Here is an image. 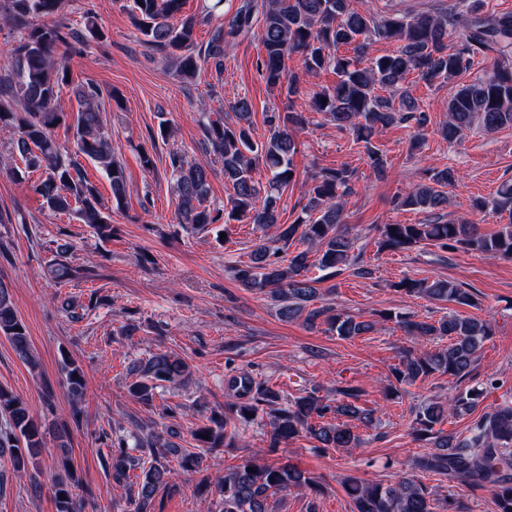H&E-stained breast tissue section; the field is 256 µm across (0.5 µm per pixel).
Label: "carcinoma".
<instances>
[{"label": "carcinoma", "instance_id": "obj_1", "mask_svg": "<svg viewBox=\"0 0 512 512\" xmlns=\"http://www.w3.org/2000/svg\"><path fill=\"white\" fill-rule=\"evenodd\" d=\"M3 19L19 30L9 55L11 72L0 76V129L14 136V149L27 172L40 173L34 191L47 207L58 214L75 213L101 239L112 237V209H121L126 198V177L121 164L112 156L109 131L103 118V97L99 87L83 85L74 91L77 102L73 114L74 156L63 155L52 130L65 115L58 98L68 85L66 65L58 60V49L82 38L101 39L103 32L93 17H86L84 34L56 20L63 0H3ZM183 0H132L129 13L141 40L155 50L178 76L188 82L197 77L201 65L224 73L226 44L259 31L263 54L256 69L265 84L286 90L290 98L299 93L309 76L331 69L338 76L332 86L313 93L310 108L341 129L350 130L362 144L368 165L377 177L385 175V160L373 141L378 130L394 123H409L417 129L426 126L428 117L410 96L405 81L411 74L429 87L440 88L473 65L487 52L497 54L492 72L459 87L448 100V119L437 133L452 144L474 127L496 132L512 127V12L487 13L483 0H458L446 13H421L402 18H374L354 10L351 0H239L228 27L216 28L202 48H197L195 29L198 20L186 17L175 23ZM459 30V45L448 50V27ZM398 42L394 53L368 57L372 38ZM350 47L353 55L338 50ZM299 56L300 70L292 68ZM380 90L390 91L383 97ZM232 125L217 119L204 126V140L223 165L224 182L232 194L222 208L206 205L212 171L188 162L178 151L169 154V169L177 199V220L194 230L209 224H264L274 228V241L300 247L284 257L280 248L265 242L255 246L250 263L233 270L245 288H256L273 301L285 321L303 320L309 327L320 323L325 331L343 340L374 331L376 322L360 320L329 306L314 305L321 297L318 284L346 271L368 277L372 271L352 253L353 243L346 235L344 197L352 192L353 171L346 167L322 168L312 176L308 203L302 215L290 224L279 222L278 203L283 193L295 184L294 130L304 127L305 117L292 110L267 116L269 136L253 138L252 106L246 98L235 101ZM95 162L106 174L111 188V205H105L78 158ZM268 170L266 183L255 180L258 164ZM458 173L450 168H432L428 181L416 184L396 197V205L406 209L434 211L448 206L446 188L455 185ZM480 211L507 212L512 215V184L505 183L496 196L477 200ZM431 243L448 250L476 251L491 257L512 259V221L490 234L478 232L465 219L435 224H383L379 227V249L409 250ZM69 244L56 247L57 258L47 265V275L64 283L76 274L62 256ZM323 275L311 277V269ZM411 297H423L457 306L474 305L472 290L451 280L405 277L395 284ZM380 319L393 321L417 344L448 339V344L421 353L407 350L391 371L394 381L386 395L398 392L402 384L413 385L440 373L456 380L472 371L478 352L493 335L490 321L477 317L443 316L439 320L415 321L401 313L380 312ZM0 336L11 345L18 359L31 369L38 363L31 352L27 327L18 316L9 288L0 282ZM64 384L71 400L79 402L85 391L83 369L70 359L63 360ZM192 375L183 359L157 352L134 361L128 368L130 396L147 406L155 391L165 383H183ZM234 400L224 403V414H214L209 424L196 429L197 447L212 451L237 447V426L254 421L259 414L270 415L266 433L269 448L276 450L298 438L307 437L317 447L359 448L363 444L358 426L373 422L375 410L359 405L363 389L351 383L336 387V402L304 391L289 398L264 382L240 371L227 381ZM481 393L466 389L448 398V404L430 403L415 411L414 439L433 448L415 459L422 472L446 474L474 488L494 495L497 512H512V403H502L483 413L472 424L469 434L456 437L437 428L446 417L472 412ZM346 422L332 421L330 415ZM179 433L170 430L152 435L145 445L153 449L150 464L129 454L124 435L112 439L110 459L117 482L135 475L137 493L130 497L131 512H155L159 493L177 487L176 474L159 459L178 448ZM43 425L37 415L13 392L0 388V448L10 449L13 472L22 476L35 463L45 445ZM61 455L53 473L56 512H81L74 488L76 471L67 451L63 433L55 436ZM201 494L216 497L217 512H272L270 501L291 488H307L314 494L321 486L310 473L296 466L259 465L251 458L211 482L198 481ZM356 512H469L462 497L437 500L422 481L402 477L398 481L348 485Z\"/></svg>", "mask_w": 512, "mask_h": 512}]
</instances>
